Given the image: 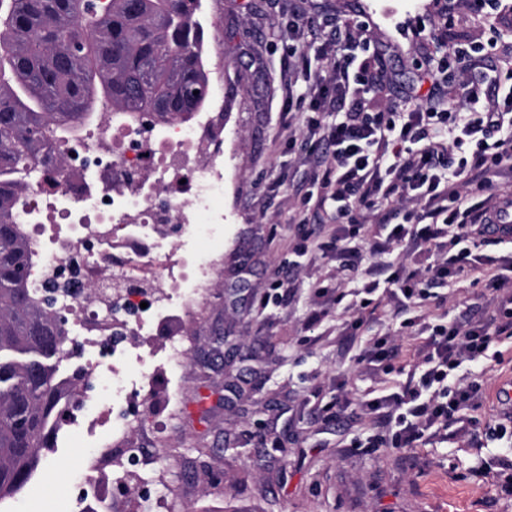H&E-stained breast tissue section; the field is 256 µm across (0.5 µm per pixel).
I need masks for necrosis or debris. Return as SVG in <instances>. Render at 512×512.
<instances>
[{"label": "necrosis or debris", "mask_w": 512, "mask_h": 512, "mask_svg": "<svg viewBox=\"0 0 512 512\" xmlns=\"http://www.w3.org/2000/svg\"><path fill=\"white\" fill-rule=\"evenodd\" d=\"M67 149L16 221L31 253L29 288L41 295L48 280L70 283L49 311L69 339L97 352L79 363L83 397L108 395V450L78 457L84 481L70 493L69 512H118L99 479H125L127 465L144 459L129 410L152 395L159 367L190 359L192 331L219 285L223 244L198 252L190 269L177 255L224 221L211 208L224 192V113L208 108L159 124L102 112ZM172 309L181 332L162 350L139 351L132 337ZM128 354L144 371L130 380L111 374L108 358Z\"/></svg>", "instance_id": "obj_1"}]
</instances>
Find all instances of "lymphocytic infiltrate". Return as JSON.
Returning <instances> with one entry per match:
<instances>
[{"label":"lymphocytic infiltrate","mask_w":512,"mask_h":512,"mask_svg":"<svg viewBox=\"0 0 512 512\" xmlns=\"http://www.w3.org/2000/svg\"><path fill=\"white\" fill-rule=\"evenodd\" d=\"M323 30L302 12L284 31L296 54L288 104L304 115L298 149L311 165L318 206L334 214L336 233L323 251L335 257L343 286L318 289L305 326L316 330L343 303L358 315L356 330L360 316L392 301L401 329L424 342L410 363L384 337L362 350L364 372L406 377L397 390L359 401L377 427L370 445L444 443L478 424L482 387L468 365L494 369L503 362L502 344L512 340V250L483 253L493 241L486 221L500 203L479 197L512 164V86L492 76L468 79L459 104L448 108L429 106L415 91L387 111L369 112L364 100L378 71L349 55L351 32ZM400 244L408 247L405 258L364 267L366 253ZM464 274L495 294L496 307L465 325L437 322L429 308L439 288Z\"/></svg>","instance_id":"lymphocytic-infiltrate-1"}]
</instances>
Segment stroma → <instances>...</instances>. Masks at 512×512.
<instances>
[{
	"label": "stroma",
	"mask_w": 512,
	"mask_h": 512,
	"mask_svg": "<svg viewBox=\"0 0 512 512\" xmlns=\"http://www.w3.org/2000/svg\"><path fill=\"white\" fill-rule=\"evenodd\" d=\"M204 49L224 67V266L221 284L192 334L189 365L176 384L160 381L143 425L154 457L143 470L146 496L155 478L172 492L167 512H512V483L499 461L512 447L489 441L474 448L455 439L424 448H372L373 425L356 399L403 382L399 373L367 377L357 363L377 336L413 349L421 339L401 330L391 302H382L350 332L351 312L332 310L317 333L305 327L317 286L335 288V261L311 250L292 270V297L279 305L271 284L294 257L299 220L314 239L329 240L330 209L307 199V168L287 124L286 84L293 60L282 32L292 14L346 22L378 58L381 82L372 110L407 96L425 70L439 95L457 97L462 66L450 43L434 40L443 26L439 0H205ZM465 45L496 40L500 78L512 73V12L456 17ZM445 307L460 323L476 319L484 300L470 281L449 284ZM344 390L350 405L322 421L323 406ZM107 425L63 428L55 451L0 512H66L67 461L79 447L103 445ZM220 475L221 487L210 483Z\"/></svg>",
	"instance_id": "obj_1"
}]
</instances>
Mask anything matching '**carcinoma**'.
Listing matches in <instances>:
<instances>
[{"label": "carcinoma", "instance_id": "cac0c4a2", "mask_svg": "<svg viewBox=\"0 0 512 512\" xmlns=\"http://www.w3.org/2000/svg\"><path fill=\"white\" fill-rule=\"evenodd\" d=\"M201 2L0 0L1 502L53 452L83 384L82 370L60 382L29 357H58L64 331L27 288L28 247L15 212L95 113L162 123L205 106L211 82Z\"/></svg>", "mask_w": 512, "mask_h": 512}]
</instances>
